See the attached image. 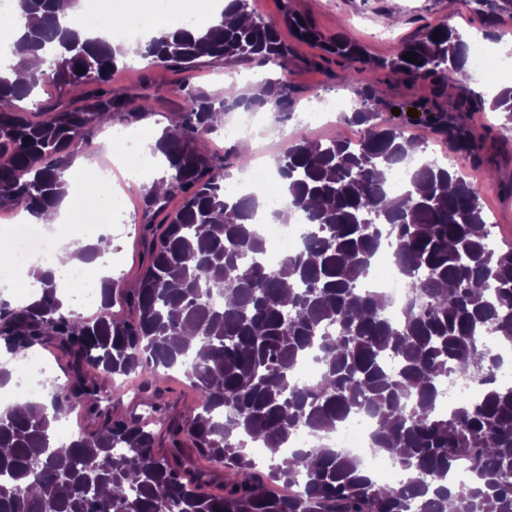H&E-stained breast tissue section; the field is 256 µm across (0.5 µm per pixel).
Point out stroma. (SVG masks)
I'll return each instance as SVG.
<instances>
[{"instance_id":"1","label":"stroma","mask_w":512,"mask_h":512,"mask_svg":"<svg viewBox=\"0 0 512 512\" xmlns=\"http://www.w3.org/2000/svg\"><path fill=\"white\" fill-rule=\"evenodd\" d=\"M250 5L256 14L281 26L280 36L291 49L288 70L295 88L296 104L291 120L284 123L277 122L273 113L263 110L254 113L259 134L251 154L240 153L237 141L207 139V150L223 156L228 178L232 181L240 176L249 159L273 161L300 136L324 139L343 134L344 126L339 122L305 126L303 114L318 108L321 101L329 97L338 98L348 106L358 100L355 87L340 78L343 59L325 57L319 46L295 39L288 28L281 25L284 13L308 17L323 36L349 35L363 45L367 57L373 61L393 57L403 41L428 25L448 24L449 28L474 42L484 41V33L489 29L484 17L474 11L467 0H250ZM375 83L385 90L380 105L385 119L404 127L408 135L426 142L430 149H443L444 144L432 124L416 109L417 104L431 96L429 82H412L402 75L381 69L375 74ZM111 86L113 90L130 96L151 95L155 113L140 124L131 126L126 125L121 117H114L110 129L94 134L90 146L74 147L75 163L70 171L83 181L97 178L100 169L110 159L111 129L126 126L134 133L142 130L161 132L169 123L171 110L183 97L179 74L146 68L144 62L132 54L127 57L126 69L113 74ZM463 116L476 141L489 143L496 140L500 143L494 155L497 176L492 180L478 181L477 190L499 239L512 242V194L505 189L506 184L512 183V130H503L499 113L488 107ZM143 221V211L138 208L132 211L126 223L112 227V258L117 263L112 277L127 287L137 284L147 264L142 242ZM156 385L158 407L153 410L145 403L140 380L135 377L128 379L124 384L125 396L121 404L114 406V414L123 417L145 414L157 424L162 416L185 415L195 408L197 394L182 372H160Z\"/></svg>"}]
</instances>
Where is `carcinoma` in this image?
I'll return each mask as SVG.
<instances>
[{
    "instance_id": "carcinoma-1",
    "label": "carcinoma",
    "mask_w": 512,
    "mask_h": 512,
    "mask_svg": "<svg viewBox=\"0 0 512 512\" xmlns=\"http://www.w3.org/2000/svg\"><path fill=\"white\" fill-rule=\"evenodd\" d=\"M16 2L17 16L0 15V26L20 23L11 55L48 57L23 84L0 68V209L38 215L67 196L72 147L88 144L116 115L136 123L153 107L146 95L112 91L110 76L126 52L62 25L59 0ZM224 10L238 22L221 18L201 33L179 27L149 40L138 56L153 69L186 72L210 57L273 64L279 75L252 95L234 85L221 98L184 87L157 141L165 189L141 193L150 224L168 197L180 195L183 204L163 233L143 238L148 265L138 286L111 282L91 321L66 310L55 277L40 271L39 298L20 307L0 300L7 347L52 346L69 361L67 384L49 399L0 410V512H512V383L498 377L502 355L479 347L485 336L512 345V246H492L494 225L474 181L427 155L422 142L414 159L406 149L414 139L403 128L374 123V69L432 80L434 103L448 81L470 82L469 42L439 24L380 65L342 34L327 42V53L350 62L342 80L356 85L360 99L345 119L366 130L357 143L301 137L278 157L282 208L302 214L307 232L270 267L250 222L265 183L230 194L224 159L198 143L232 110L292 117L289 50L249 0H230ZM284 21L297 38H318L307 19L289 14ZM408 52L416 53L410 61ZM47 81L89 90L80 106L40 104L37 114L19 106ZM491 108L509 128L512 87L494 95ZM431 121L450 151L469 154L478 174L495 178L464 123L446 112ZM407 163L415 164L410 181L394 193L389 174ZM386 235L410 293L395 314L386 295L361 281ZM116 302L134 318L113 317ZM308 357L319 365L311 384L295 375ZM173 368L199 395L194 415L168 416L160 432L100 406L98 377L134 374L149 385ZM453 373L474 380L478 395L445 410L442 391ZM78 405L89 407L97 429L60 445L58 412ZM361 412L376 420L375 448L404 472L400 486L376 484L355 457L321 445ZM301 428L318 441L293 448ZM270 443L285 446L293 465L270 458L260 467L249 448ZM464 455L476 479L462 489L448 483V473ZM202 459L218 468L201 466ZM272 482L302 489L277 496Z\"/></svg>"
}]
</instances>
